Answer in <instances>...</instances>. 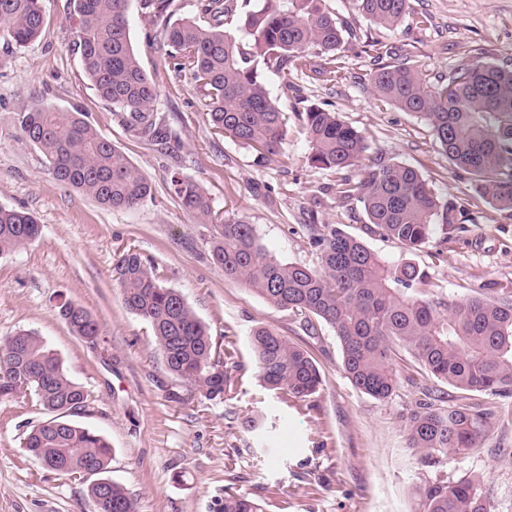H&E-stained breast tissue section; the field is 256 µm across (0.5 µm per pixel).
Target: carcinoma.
I'll return each instance as SVG.
<instances>
[{"label":"carcinoma","mask_w":512,"mask_h":512,"mask_svg":"<svg viewBox=\"0 0 512 512\" xmlns=\"http://www.w3.org/2000/svg\"><path fill=\"white\" fill-rule=\"evenodd\" d=\"M150 19L169 15L174 0H139ZM373 24L392 28L404 19L428 22L411 0H355ZM129 0H73L74 51L98 96L112 106L118 121L162 150L175 131L158 112L159 94L132 46ZM197 16L165 26L173 69L190 78L203 94L202 111L211 129L262 155L282 150L284 113L259 80L252 58H260L283 81L309 72L328 84L344 79L336 52L343 27L323 0H262L246 17L248 43L230 31L238 0H196ZM45 18L40 0H0V32L22 48L41 34ZM321 63L313 65L311 58ZM416 56L370 74L376 93L425 120L448 160L471 176L476 196L512 209V69L476 60L431 85ZM310 162L340 173L360 172L356 181L337 184L341 197H357L379 233L413 252L455 229L456 205L440 199L414 168L367 156L368 145L336 113L317 104L304 107ZM22 135L46 158L54 178L114 210L137 207L151 186L111 141L82 113L50 106L20 114ZM171 189L197 220L216 219L210 198L196 181L175 172ZM40 224L29 213L0 207V254L36 241ZM318 265L284 263L258 242L253 225L226 216L210 258L224 278L243 284L267 303L331 327L342 349L341 369L361 392L381 401L392 397L398 378L393 368L399 348L409 350L436 380L459 391L444 409L420 404L405 420L407 447L433 468L417 487L420 512H490L480 482L448 481L437 469L441 459L475 447L482 437L481 416L470 400L479 394L512 395V289L495 299L471 296L444 303L430 296L425 275L411 261L390 265L334 224L311 237ZM112 275L127 310L148 322L165 368L201 396L212 400L235 390L237 352L219 351L208 328L173 288L162 286L151 262L129 246L115 259ZM60 317L77 336H101V325L82 305L68 301ZM250 346L258 377L270 390L305 402L323 386L309 353L267 327L254 329ZM32 376L29 394L13 393L10 379ZM31 396L52 417L34 426L23 447L41 465L68 475L107 472L112 447L100 433L68 420L88 406V394L70 379L63 364L32 330L0 342V401ZM92 512H137L134 499L112 481L101 491L88 488ZM218 512H262L244 493L224 491Z\"/></svg>","instance_id":"1"}]
</instances>
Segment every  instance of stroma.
I'll return each instance as SVG.
<instances>
[{"label": "stroma", "instance_id": "35a3bbf8", "mask_svg": "<svg viewBox=\"0 0 512 512\" xmlns=\"http://www.w3.org/2000/svg\"><path fill=\"white\" fill-rule=\"evenodd\" d=\"M324 4L346 28L338 50L346 78L326 86L299 78L288 89L261 70L287 119L282 154L265 162L208 126L199 91L166 63L163 20L144 17L138 0L129 4L130 39L159 90V111L180 136L167 152L128 131L92 88L72 49L70 0H41L45 25L28 47L0 37V207L30 212L42 228L35 243L0 255V337L36 331L87 392L77 421L108 438L107 476L127 489L138 512H215L229 487L249 494L263 512H415L416 489L429 469L407 448L404 421L425 390L442 389L450 404L457 396L404 349L391 399L355 389L340 369L341 346L330 327L308 332L299 317L211 264L221 227L182 209L169 189L172 170L198 182L216 214L252 224L259 243L283 262L317 265L309 227L333 224L388 263L414 262L443 301L493 298L512 288V209L474 198L468 175L450 164L427 122L379 101L369 81L376 64L363 51L373 38L397 54L412 53L432 83L477 59L512 68V0H412L427 25L404 21L392 29L364 18L354 0ZM300 95L360 131L370 157L413 167L456 203L458 230L413 254L380 235L360 202L338 199L334 173L310 166ZM41 102L84 112L148 179L150 197L135 209L112 210L56 181L19 129V113ZM258 184L268 193H255ZM130 245L183 296L215 344L234 345L235 393L208 401L166 371L149 323L125 308L112 277L117 255ZM67 300L102 325L101 349L60 319L57 308ZM260 326L299 344L318 364L324 385L311 405L261 385L250 347ZM478 402L485 415L480 442L443 458L439 468L452 482L480 481L491 512H512V397L482 395ZM47 416L29 397L0 401V512H91L90 479L48 471L23 447L26 433Z\"/></svg>", "mask_w": 512, "mask_h": 512}]
</instances>
